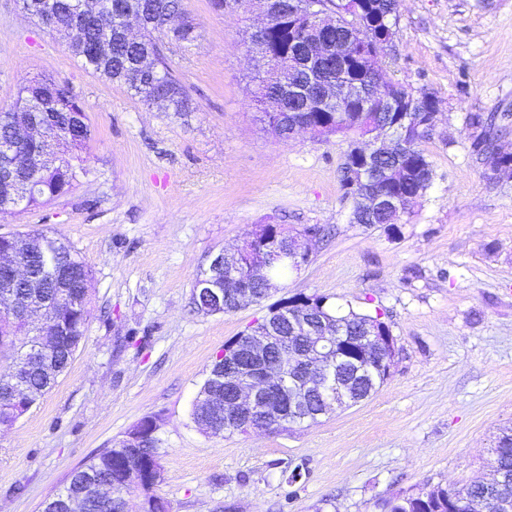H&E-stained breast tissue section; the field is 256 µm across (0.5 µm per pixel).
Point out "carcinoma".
Instances as JSON below:
<instances>
[{
  "mask_svg": "<svg viewBox=\"0 0 512 512\" xmlns=\"http://www.w3.org/2000/svg\"><path fill=\"white\" fill-rule=\"evenodd\" d=\"M81 2L21 0L23 10L41 24L46 13H53L58 28L52 37L68 39V51L85 69L125 87L148 107L157 104L167 112L196 110L165 53L168 44L186 45L196 38V25L192 18L184 15L181 0H112V13L106 24L102 26L96 21L87 24L82 38L77 40L69 35V17L80 10ZM328 3L339 14L333 51L327 58L310 64L303 51L304 44L319 36L312 16ZM271 9L275 22L265 33V46L273 56L274 65L288 68L295 82L304 86L309 83V72L312 71L325 83L344 74L368 88L372 84V68L367 55L374 49L378 35L396 20L399 0H272ZM131 15L139 17L141 29L135 42L128 41L125 36L127 18ZM173 15L184 17V21L170 28L166 20ZM255 80L253 97L261 106L269 130L281 139L288 138L291 121L332 126L351 139L364 136L371 122L381 126L402 122L401 148L396 154L378 161L377 170L381 175L376 178L374 188L387 195L419 199L431 187L433 169L422 148L427 136L418 131L414 122L403 120L402 115L409 106H417L416 91L412 88L398 85L401 98L394 112L379 108L368 97L365 98V106L354 105L340 111L331 102L280 94L275 74L269 69H262ZM32 112L42 113L46 120V127L39 129L37 136L28 143L29 153L45 156L41 168L29 174L37 189L33 191L24 182L15 180L6 164L4 150L0 148V212L42 207L67 194L78 178L86 174L82 152L92 138V130L83 104L69 84L51 77L24 84L13 103L0 105V143L11 138L15 127ZM76 121L82 127V135L74 148L59 156L45 153L44 137L54 130L65 135ZM482 152L490 155L497 166L512 164V154L501 150L491 138L482 141ZM393 169L400 170L402 175L397 179L382 175V172ZM352 220L367 227L393 224L390 217L356 210L352 212ZM16 239L36 242L32 248L27 246L19 250L21 259L34 268L30 285L21 289L23 296L33 301L56 303L62 311L66 332L57 343L43 350L48 368L31 379L30 400L26 405L29 409L66 370L73 351L79 348L84 338L87 322L89 293L54 278V260L57 255L66 254L72 269L86 284L90 281L91 270L69 242L60 236L41 231L18 235ZM309 302L323 314L344 319L347 327L356 329L366 322L391 333L380 315L361 314L351 309L345 311L340 306L325 303L322 297L292 296L272 310V314L284 323L289 312ZM33 336L34 331L25 323L12 318L7 312H0V358L20 359ZM160 448L161 445L157 444L135 454L105 448L89 457L82 468L112 487V496L95 507L93 512H120L130 496L144 494L143 486L132 477V471L144 468L142 460L145 457H161ZM495 449L499 455V470L512 477L511 427L501 429ZM480 486L488 493L482 506L473 512H495L493 504L496 499L503 495L512 496V482L501 487L493 475L485 481L459 488L441 485L423 488L415 494L389 500L385 507L389 512H458L457 504L470 498L473 489Z\"/></svg>",
  "mask_w": 512,
  "mask_h": 512,
  "instance_id": "carcinoma-1",
  "label": "carcinoma"
}]
</instances>
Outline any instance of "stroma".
Here are the masks:
<instances>
[{"label": "stroma", "mask_w": 512, "mask_h": 512, "mask_svg": "<svg viewBox=\"0 0 512 512\" xmlns=\"http://www.w3.org/2000/svg\"><path fill=\"white\" fill-rule=\"evenodd\" d=\"M183 8L197 38L168 57L196 109L167 112L85 70L19 0H0V104L50 76L93 128L88 173L65 196L0 213V234L57 233L91 268L83 344L0 435V512H42L147 416L162 441L154 492L170 512H385L422 487L489 477L495 438L512 426V167L479 153L470 116H503L499 143L512 152V0H401L385 65L433 93L441 116L422 144L433 184L392 228L351 221L348 139L266 131L243 46L257 13ZM257 224L323 234L268 298L195 311L197 274ZM297 294L380 314L398 350L389 378L315 424L204 433L192 407L225 343Z\"/></svg>", "instance_id": "35a3bbf8"}]
</instances>
